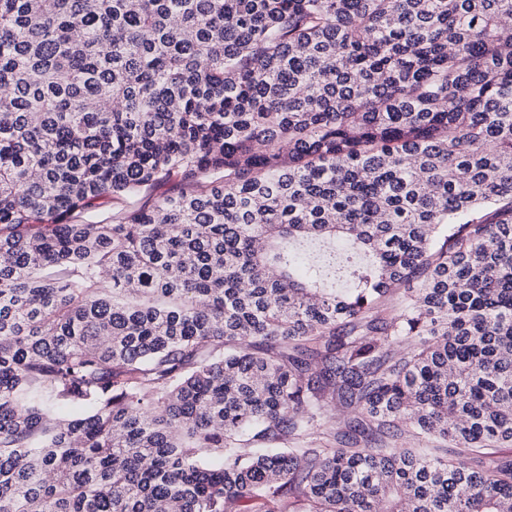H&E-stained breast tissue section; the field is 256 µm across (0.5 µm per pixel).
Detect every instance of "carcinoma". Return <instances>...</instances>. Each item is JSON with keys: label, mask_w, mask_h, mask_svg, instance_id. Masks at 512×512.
I'll list each match as a JSON object with an SVG mask.
<instances>
[{"label": "carcinoma", "mask_w": 512, "mask_h": 512, "mask_svg": "<svg viewBox=\"0 0 512 512\" xmlns=\"http://www.w3.org/2000/svg\"><path fill=\"white\" fill-rule=\"evenodd\" d=\"M506 17L0 0V512H512Z\"/></svg>", "instance_id": "1"}]
</instances>
